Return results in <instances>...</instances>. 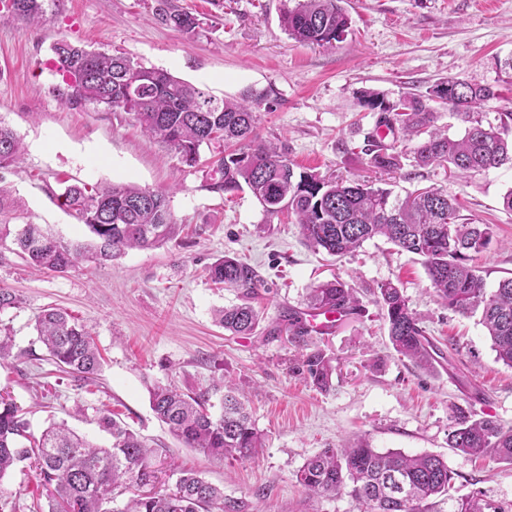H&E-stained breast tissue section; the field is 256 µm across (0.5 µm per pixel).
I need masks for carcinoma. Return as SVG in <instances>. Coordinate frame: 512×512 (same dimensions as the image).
<instances>
[{
  "label": "carcinoma",
  "mask_w": 512,
  "mask_h": 512,
  "mask_svg": "<svg viewBox=\"0 0 512 512\" xmlns=\"http://www.w3.org/2000/svg\"><path fill=\"white\" fill-rule=\"evenodd\" d=\"M282 23L298 43L331 47L343 39L350 26L341 0H294ZM7 9L28 21L43 22L41 0H9ZM158 16L174 30L193 37L203 22L196 15L161 0ZM62 77L61 99L72 106H102L132 117L157 142L178 153L190 167L200 162L202 146L218 149L209 171L212 188L234 193L248 189L269 216L284 210L298 224L303 241L332 256H342L364 242L383 236L400 251L422 258L436 296L448 309L469 315L481 312L496 360L512 368V277L486 288L484 277L472 265L473 257L489 245V224L459 221V206L437 189H425L403 200L392 191L356 179L323 176L297 168L286 146L259 138L257 111L267 101L263 92L240 99L218 98L207 90L177 79L159 69L146 68L126 55L89 50L61 39L52 47ZM494 95L487 86L450 78L440 82L425 100L409 96L393 105L377 93L363 96L362 105L389 118L382 125L398 129L408 150L372 140L368 165L381 172L402 169L409 160L419 167L446 166L465 176L496 169L512 162V142L503 137L512 113H504L501 126H483L474 120L459 138L436 126L438 113L428 101H439L467 117L480 102ZM22 160L21 143L0 121V169L16 168ZM59 206L85 224L96 238L87 247L54 239L37 224H25L11 234L0 225V240L14 236L15 252L42 272L65 273L83 263L112 260L132 248H150L168 240L175 224L167 194L135 184L100 187L70 185L58 195ZM216 285L234 288L242 303L225 307L218 323L237 336H249L262 317L252 299L262 285L256 270L226 255L207 269ZM387 325L388 338L401 356L432 371L441 355L428 336L423 321L396 285L383 283L373 291ZM360 309L356 290L335 278L311 290V309ZM39 341L58 371L87 383L101 367L102 356L91 332L74 317L47 309L36 319ZM288 333L292 344L307 350L295 372L320 389L330 387L331 360L311 347V334L297 314H288L287 326L269 334ZM11 328L0 322V363L16 357ZM204 393L186 395L170 386L151 392L157 418L186 447L224 459H251L262 447L261 435L245 403L225 388L222 411L209 413ZM97 423L112 443L98 447L65 424H53L36 437L30 432L27 411L0 390V481L19 463L29 462L46 491L48 510L39 502L31 512H246L244 501L224 496L218 488L192 472H184L172 489H159L160 470L153 460L162 451L149 447L135 432L117 421L112 411L98 410ZM449 446L471 456H488L512 463V427L490 418L464 415L448 438ZM453 475L439 455H408L382 451L360 440L351 448H323L307 457L295 481L318 497L347 495L363 512H425L431 498L449 494ZM129 492L121 508L116 497ZM451 512H501L493 502L477 496L454 499Z\"/></svg>",
  "instance_id": "cac0c4a2"
}]
</instances>
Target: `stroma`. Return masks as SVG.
<instances>
[{"label": "stroma", "instance_id": "35a3bbf8", "mask_svg": "<svg viewBox=\"0 0 512 512\" xmlns=\"http://www.w3.org/2000/svg\"><path fill=\"white\" fill-rule=\"evenodd\" d=\"M204 22L188 37L161 23L156 0H43L42 25L0 8V121L24 146L20 168L0 172L19 205L11 227L30 221L50 236L89 244L93 237L56 197L69 184L134 183L166 191L175 236L132 249L90 270L31 269L11 241L0 243V286L20 307L0 313L22 357L0 364V388L28 413L30 430L66 423L105 445L96 412L112 409L170 464L161 477L175 483L180 470L198 472L223 487L247 512H361L348 496L308 495L294 480L305 459L323 448L363 439L372 447L442 456L453 472L451 497L474 492L512 512V465L462 454L448 445L459 414L512 426V369L496 359L478 316L444 306L420 258L384 239L336 258L307 247L287 216L267 217L250 191L212 189L202 167L146 136L124 113L61 99L51 46L59 39L89 49L122 53L164 69L217 97L267 93L258 113L262 139L286 144L289 159L323 174L372 180L367 136L378 113L361 97L375 92L399 102L424 95L455 77L491 87L473 116L499 125L512 112V0H341L350 20L334 46L303 45L281 26L287 0H178ZM395 195L435 187L457 198L464 221L491 225L490 245L475 260L488 287L512 276V212L501 197L512 188V165L458 177L442 166H404L382 178ZM253 266L263 285L255 306L262 321L249 336L219 326L217 309L238 303L236 289L219 287L207 268L224 255ZM340 277L360 298V310L314 342L331 358L329 390L293 375L301 351L287 335H270L284 309L304 313L319 282ZM391 282L408 298L452 366L426 373L392 348L373 296ZM55 307L92 332L104 356L93 391L60 372L37 340L35 319ZM248 405L264 444L250 460H218L184 447L150 408L157 384L194 395L208 393L219 414L225 384ZM85 411L75 414V403Z\"/></svg>", "mask_w": 512, "mask_h": 512}]
</instances>
